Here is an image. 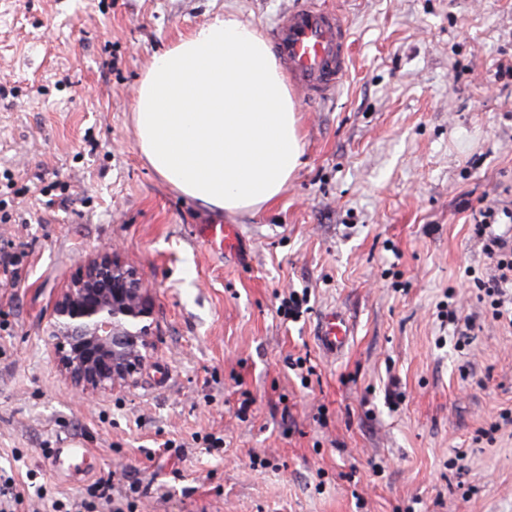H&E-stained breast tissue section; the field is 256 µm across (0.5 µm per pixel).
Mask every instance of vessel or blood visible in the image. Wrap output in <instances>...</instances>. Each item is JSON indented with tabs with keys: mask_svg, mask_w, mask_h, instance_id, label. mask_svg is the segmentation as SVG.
<instances>
[{
	"mask_svg": "<svg viewBox=\"0 0 512 512\" xmlns=\"http://www.w3.org/2000/svg\"><path fill=\"white\" fill-rule=\"evenodd\" d=\"M349 32L345 17L323 8L317 0L285 12L272 31L278 58L305 97L325 100L335 95L349 67ZM210 239L220 240L225 251H236L237 225L209 226ZM352 332L336 310L320 316L315 341L328 356L341 355L349 347Z\"/></svg>",
	"mask_w": 512,
	"mask_h": 512,
	"instance_id": "obj_1",
	"label": "vessel or blood"
}]
</instances>
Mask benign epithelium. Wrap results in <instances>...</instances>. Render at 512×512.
<instances>
[{"label": "benign epithelium", "mask_w": 512, "mask_h": 512, "mask_svg": "<svg viewBox=\"0 0 512 512\" xmlns=\"http://www.w3.org/2000/svg\"><path fill=\"white\" fill-rule=\"evenodd\" d=\"M153 302L133 267L105 250L80 267L57 298L49 323L56 358L85 392L125 386L144 364Z\"/></svg>", "instance_id": "benign-epithelium-1"}]
</instances>
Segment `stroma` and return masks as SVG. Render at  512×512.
<instances>
[{
  "mask_svg": "<svg viewBox=\"0 0 512 512\" xmlns=\"http://www.w3.org/2000/svg\"><path fill=\"white\" fill-rule=\"evenodd\" d=\"M299 2L0 0V249L25 245L0 281V474L25 512L105 477L116 501L145 487L140 512H512V326L480 297L472 220L512 210V0H318L348 21L350 65L330 99L293 92L303 164L261 208L199 205L136 146L155 53L229 11L270 36ZM209 224L238 225L241 251ZM108 247L149 289L153 336L129 385L81 396L48 325ZM292 289L311 297L295 322ZM331 307L353 336L336 359L314 339ZM76 443L85 460L49 465Z\"/></svg>",
  "mask_w": 512,
  "mask_h": 512,
  "instance_id": "stroma-1",
  "label": "stroma"
}]
</instances>
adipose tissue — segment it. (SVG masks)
<instances>
[{
  "label": "adipose tissue",
  "mask_w": 512,
  "mask_h": 512,
  "mask_svg": "<svg viewBox=\"0 0 512 512\" xmlns=\"http://www.w3.org/2000/svg\"><path fill=\"white\" fill-rule=\"evenodd\" d=\"M136 145L170 187L227 212L280 195L302 164L300 119L267 40L216 16L154 56L135 97Z\"/></svg>",
  "instance_id": "adipose-tissue-1"
}]
</instances>
